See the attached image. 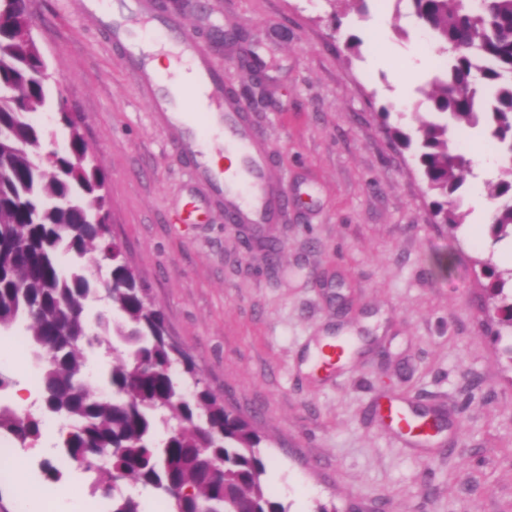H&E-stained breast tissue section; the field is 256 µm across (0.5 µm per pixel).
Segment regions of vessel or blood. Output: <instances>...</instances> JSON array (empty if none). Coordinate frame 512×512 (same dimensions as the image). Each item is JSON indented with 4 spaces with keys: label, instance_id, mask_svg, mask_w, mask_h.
Listing matches in <instances>:
<instances>
[{
    "label": "vessel or blood",
    "instance_id": "vessel-or-blood-1",
    "mask_svg": "<svg viewBox=\"0 0 512 512\" xmlns=\"http://www.w3.org/2000/svg\"><path fill=\"white\" fill-rule=\"evenodd\" d=\"M93 2L91 17L107 25L113 43L124 47V69L163 123L172 149L190 161L196 179L208 187L211 201L222 205L225 216L233 223L255 228L277 223L288 207V197L281 191L280 175L271 168L266 137L251 120L246 103L228 93L223 71L216 69L184 36L182 20L162 14L156 0H114L108 11L103 8L104 0ZM142 21L155 24L157 30L176 38L177 53L191 62L216 135L223 141L225 152L234 155V163L216 167L206 161L199 125L184 108L185 95L174 93L170 84L157 75L154 47L136 32ZM347 349L343 341L325 344L317 355L316 369L334 368L346 356Z\"/></svg>",
    "mask_w": 512,
    "mask_h": 512
}]
</instances>
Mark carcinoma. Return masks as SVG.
I'll use <instances>...</instances> for the list:
<instances>
[{
    "mask_svg": "<svg viewBox=\"0 0 512 512\" xmlns=\"http://www.w3.org/2000/svg\"><path fill=\"white\" fill-rule=\"evenodd\" d=\"M418 25L444 56L443 76L428 94L444 122H425L416 159L434 196L435 223L456 228L465 215L450 204L472 173L465 146L451 144L448 122L483 124L502 158L503 176L491 192L500 200L489 232L512 239V0H407ZM35 15L33 0H0V332L21 324L38 366L40 415L0 406V434L20 443L40 436L41 417L64 421L67 459L98 474V483L125 478L167 498L170 512H286L267 492L261 435L248 418L227 409L207 387L193 361L175 357L164 338L162 311L121 246L104 231L110 215L103 167L80 162L89 153L66 100H52L49 68L35 42L21 31ZM52 109L69 130L66 150L40 156L46 130L30 114ZM108 278L90 274L98 258ZM486 292L512 328V267L493 256L480 261ZM105 296L120 320L90 324L85 303ZM113 355L100 392L86 377L87 348ZM194 380L193 397L180 401L174 365ZM89 448L112 450L109 466L86 458ZM224 460L218 482L205 474L204 456ZM112 512H144L141 502L112 490Z\"/></svg>",
    "mask_w": 512,
    "mask_h": 512,
    "instance_id": "obj_1",
    "label": "carcinoma"
}]
</instances>
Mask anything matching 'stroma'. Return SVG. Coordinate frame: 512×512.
I'll use <instances>...</instances> for the list:
<instances>
[{
  "label": "stroma",
  "mask_w": 512,
  "mask_h": 512,
  "mask_svg": "<svg viewBox=\"0 0 512 512\" xmlns=\"http://www.w3.org/2000/svg\"><path fill=\"white\" fill-rule=\"evenodd\" d=\"M38 40L60 93L106 171L111 231L172 341L205 385L247 414L263 438L265 484L286 512H512V338L485 310L480 259L495 246L476 223L496 176L468 177L465 215L450 229L412 151L388 128L416 134L438 67L407 0H173L195 47L224 70L286 177L288 210L254 230L210 206L166 143L122 50L76 0H35ZM358 50L346 47L349 36ZM257 57L251 71L246 59ZM353 345L338 375L303 364L326 336ZM0 336V405L28 410L34 361ZM439 412L428 445L404 440L382 407ZM44 426L17 446L0 512L29 487L50 486L51 512H108L93 477L64 464Z\"/></svg>",
  "instance_id": "1"
}]
</instances>
